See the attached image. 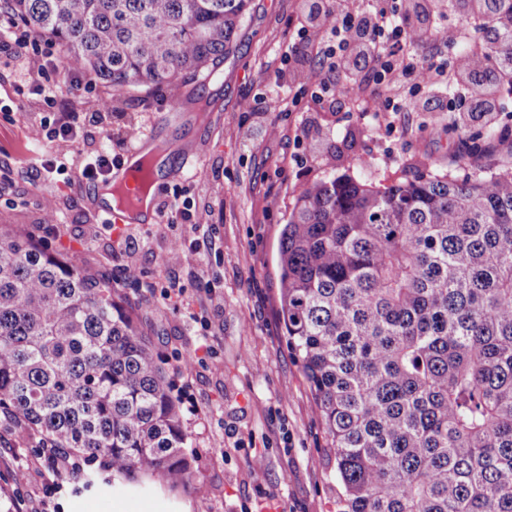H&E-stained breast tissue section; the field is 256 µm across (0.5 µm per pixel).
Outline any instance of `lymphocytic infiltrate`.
I'll use <instances>...</instances> for the list:
<instances>
[{
	"instance_id": "f902f5d3",
	"label": "lymphocytic infiltrate",
	"mask_w": 512,
	"mask_h": 512,
	"mask_svg": "<svg viewBox=\"0 0 512 512\" xmlns=\"http://www.w3.org/2000/svg\"><path fill=\"white\" fill-rule=\"evenodd\" d=\"M437 0H377L370 9H351L347 0H301L297 16L298 41L291 48L294 60L316 66L312 97L316 101L338 96V73L353 74L374 85L375 91L362 102V112H398L402 106L389 94L405 82L430 89L431 101L447 102L456 93L471 111H489V85L483 74L494 70L497 77L511 76L512 63L499 60L488 67L485 52L471 51L447 65L417 56L416 45L424 38L445 43L456 41L455 32L439 25ZM16 49L27 56V74L34 92L54 105L31 134L38 139L81 142L84 132L72 120L52 74L74 78V71H60L54 42L30 32L8 12H0V50Z\"/></svg>"
}]
</instances>
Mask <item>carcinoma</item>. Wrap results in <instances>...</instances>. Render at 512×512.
Returning <instances> with one entry per match:
<instances>
[{"label": "carcinoma", "mask_w": 512, "mask_h": 512, "mask_svg": "<svg viewBox=\"0 0 512 512\" xmlns=\"http://www.w3.org/2000/svg\"><path fill=\"white\" fill-rule=\"evenodd\" d=\"M512 0H456L469 15ZM249 0H0L105 88L208 77ZM512 60V24L491 45ZM280 316L335 462L337 512H512V163L306 187ZM122 483L192 482L180 404L136 318L75 256L0 231V409Z\"/></svg>", "instance_id": "cac0c4a2"}]
</instances>
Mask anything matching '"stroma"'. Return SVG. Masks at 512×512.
I'll list each match as a JSON object with an SVG mask.
<instances>
[{
	"instance_id": "obj_1",
	"label": "stroma",
	"mask_w": 512,
	"mask_h": 512,
	"mask_svg": "<svg viewBox=\"0 0 512 512\" xmlns=\"http://www.w3.org/2000/svg\"><path fill=\"white\" fill-rule=\"evenodd\" d=\"M299 3L251 0L235 50L207 83L189 78L134 91L105 110L99 102L108 89L87 80L63 84L76 117L104 113L101 123L86 125L79 151L63 141H32L48 108L21 63L0 52V224L17 225L47 251L80 257L112 283L163 362L193 456L185 490H169L158 477L120 487L99 462L78 484L61 486L42 435L0 410V489L10 496V512H336L335 465L322 456L313 398L279 316L281 227L302 189L344 173L377 185L512 163V90L499 86L492 126L464 132L449 111L360 115L369 90L359 84L340 101L315 104L307 91L312 69L288 59ZM439 12L441 24L462 37L448 45L422 41L419 54L451 60L482 42L483 29L466 24L452 0ZM280 96L293 99L290 111H280ZM130 122L177 157L188 143L204 142L203 158L166 181L157 201H185L216 228L215 251L181 266L169 251L194 239L191 226L150 227L135 258L138 281L124 276L128 258L112 244L117 233L104 226L75 171L37 181L29 175L44 158L69 163L99 150L103 132L119 140ZM48 197L57 202V235L45 230L41 203ZM172 287L181 296L165 298ZM201 320L209 327L205 347L197 337ZM19 470L26 484L14 482Z\"/></svg>"
}]
</instances>
